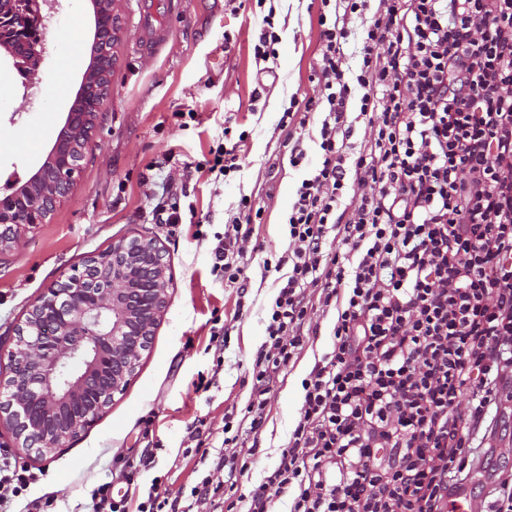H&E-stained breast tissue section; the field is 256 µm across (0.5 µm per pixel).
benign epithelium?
Wrapping results in <instances>:
<instances>
[{"label":"benign epithelium","instance_id":"benign-epithelium-1","mask_svg":"<svg viewBox=\"0 0 512 512\" xmlns=\"http://www.w3.org/2000/svg\"><path fill=\"white\" fill-rule=\"evenodd\" d=\"M95 58L82 108L65 124L39 168L0 197V255L40 224L79 180L100 130L101 105L123 33L118 0H93ZM55 0H0V64L30 89L40 80ZM172 276L156 238L131 237L85 259L31 304L9 345L0 341V423L14 447L46 457L64 448L123 393L163 321Z\"/></svg>","mask_w":512,"mask_h":512}]
</instances>
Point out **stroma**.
<instances>
[{"label": "stroma", "mask_w": 512, "mask_h": 512, "mask_svg": "<svg viewBox=\"0 0 512 512\" xmlns=\"http://www.w3.org/2000/svg\"><path fill=\"white\" fill-rule=\"evenodd\" d=\"M146 2L120 0L124 34L114 48L119 65L102 106V130L77 186L48 223L0 256V336L9 337L31 303L73 265L123 237L161 241L173 277L169 309L126 391L66 448L47 457L28 455L14 449L9 429L0 426V448L36 476L15 502L16 512L47 496L53 499L47 512H91V494L105 482L114 499L125 500L134 512L156 479L167 487L170 502L188 504L192 489L216 466L225 412L243 409L249 397L266 310L276 294L271 279L261 276L263 262L285 250L295 191L322 161L318 114L295 132L304 154L295 166L278 127L290 105L321 96L315 75L321 0H183L180 10L161 9L158 20L167 37L153 47L146 46L141 26ZM268 14L280 37L270 66L253 51ZM93 34L90 0H60L37 86L0 82V189L28 178L49 152L82 80ZM72 54L81 60L73 68ZM187 112L193 120L182 121ZM228 127L246 135L240 170L216 181L199 176L196 164L223 142ZM169 171L186 185L179 203L193 206L195 225L173 228L153 217ZM244 197L261 210L254 236L262 248L245 258L250 288L240 310L235 289L210 275L207 237L223 231ZM198 228L204 239L195 238ZM216 322L229 328L220 352L209 344ZM319 323V334L273 387L239 492L257 486L280 461L301 406V382L331 344L332 315ZM202 376L213 383L198 394L193 383ZM197 419L210 435L203 460L186 449ZM480 466L491 479L476 485L475 493L490 502L502 483L512 484V401H499L467 458V470Z\"/></svg>", "instance_id": "1"}]
</instances>
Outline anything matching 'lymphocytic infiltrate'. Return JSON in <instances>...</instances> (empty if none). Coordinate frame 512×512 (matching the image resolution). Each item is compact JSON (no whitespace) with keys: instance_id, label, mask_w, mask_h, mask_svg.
I'll return each mask as SVG.
<instances>
[{"instance_id":"lymphocytic-infiltrate-1","label":"lymphocytic infiltrate","mask_w":512,"mask_h":512,"mask_svg":"<svg viewBox=\"0 0 512 512\" xmlns=\"http://www.w3.org/2000/svg\"><path fill=\"white\" fill-rule=\"evenodd\" d=\"M322 0L323 161L288 214L276 297L252 365L251 431L273 381L334 312L333 345L302 382L279 464L244 512H447L475 435L512 387V0H372L355 84L338 68L353 14ZM363 94L351 112L352 86ZM363 122L360 145L351 138ZM251 199L215 234L210 274L245 293ZM225 413L216 469L248 470Z\"/></svg>"}]
</instances>
